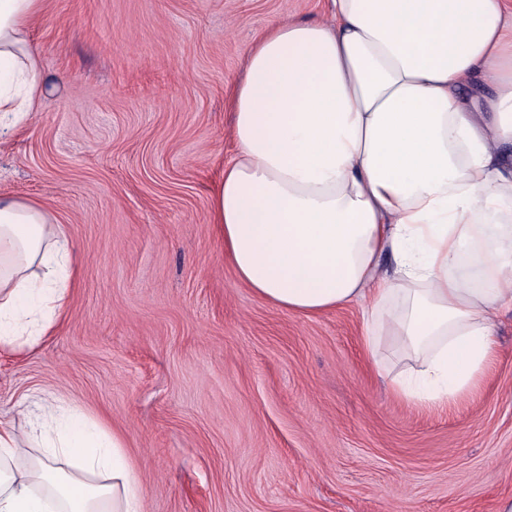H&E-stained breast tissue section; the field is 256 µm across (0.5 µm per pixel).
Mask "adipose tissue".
Returning a JSON list of instances; mask_svg holds the SVG:
<instances>
[{
	"instance_id": "obj_1",
	"label": "adipose tissue",
	"mask_w": 512,
	"mask_h": 512,
	"mask_svg": "<svg viewBox=\"0 0 512 512\" xmlns=\"http://www.w3.org/2000/svg\"><path fill=\"white\" fill-rule=\"evenodd\" d=\"M327 8L249 49L211 221L255 294L303 314L361 304L364 351L396 336L421 364L393 393L448 407L512 311V0ZM43 9L0 0V113L17 125L46 93L30 43ZM71 277L54 218L0 197V349L50 333ZM21 418L0 422V512H142L120 435L52 391Z\"/></svg>"
}]
</instances>
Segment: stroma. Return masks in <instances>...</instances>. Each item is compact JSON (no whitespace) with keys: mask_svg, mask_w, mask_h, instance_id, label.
Returning <instances> with one entry per match:
<instances>
[{"mask_svg":"<svg viewBox=\"0 0 512 512\" xmlns=\"http://www.w3.org/2000/svg\"><path fill=\"white\" fill-rule=\"evenodd\" d=\"M324 0H47V82L0 130V196L32 201L76 259L62 321L0 350V420L53 390L120 434L144 512H499L512 498V312L452 408L397 398L393 340L362 307L305 315L241 282L209 222L235 156L232 95L271 22Z\"/></svg>","mask_w":512,"mask_h":512,"instance_id":"1","label":"stroma"}]
</instances>
